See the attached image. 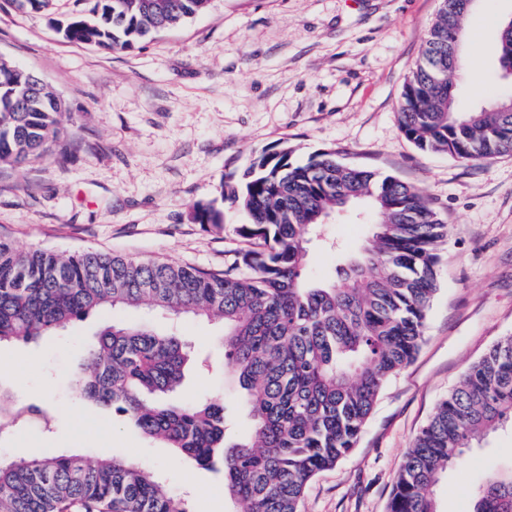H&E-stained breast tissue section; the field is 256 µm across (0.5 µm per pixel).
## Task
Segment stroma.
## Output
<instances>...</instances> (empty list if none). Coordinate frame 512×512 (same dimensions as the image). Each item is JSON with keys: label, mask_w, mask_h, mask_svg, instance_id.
I'll return each instance as SVG.
<instances>
[{"label": "stroma", "mask_w": 512, "mask_h": 512, "mask_svg": "<svg viewBox=\"0 0 512 512\" xmlns=\"http://www.w3.org/2000/svg\"><path fill=\"white\" fill-rule=\"evenodd\" d=\"M94 0H54L52 14L0 0V54L43 80L63 104L68 158L0 167V237L15 247L96 250L220 269L241 239L190 218L220 196L225 172L252 152L283 144L297 162L331 149L345 164L390 174L430 199L448 226L440 284L414 362L384 387L357 445L307 485L301 512H387L402 457L437 404L468 367L512 335V154L462 162L416 148L398 130L403 86L441 0H210L176 28L123 52L65 40L59 21ZM512 0H477L464 21L465 55L483 75L458 81L469 111L512 90L485 45ZM369 228L350 213L310 245L308 272L331 276L342 249ZM174 331L196 352L183 394L223 395L234 431H248L235 382L224 373L217 321L171 319L143 309L98 310L37 343L0 347V387L47 404L49 423L0 434V458L44 449L95 458L119 455L153 467L193 512H228L222 472L205 470L128 429L119 416L80 398L71 384L86 345L112 322ZM512 467V428L466 451L436 486L439 512H470L471 487Z\"/></svg>", "instance_id": "obj_1"}]
</instances>
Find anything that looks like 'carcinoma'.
I'll use <instances>...</instances> for the list:
<instances>
[{"mask_svg": "<svg viewBox=\"0 0 512 512\" xmlns=\"http://www.w3.org/2000/svg\"><path fill=\"white\" fill-rule=\"evenodd\" d=\"M442 0L405 83L400 133L418 149L464 162L512 153V93L462 111L455 74L468 11ZM208 0H95L92 17L61 28L76 43L132 49L204 10ZM512 20L500 21L493 53L512 78ZM0 77V165L22 169L61 145V101L16 110ZM288 146L253 154L228 172L221 201L248 222L246 247L211 270L87 250H19L0 238V344L35 341L91 312L144 308L223 325L224 372L238 384L250 433L231 438L220 395L181 398L190 346L147 324L114 323L88 344L75 378L80 395L130 428L206 470L223 469L229 512H299L308 483L355 448L385 384L414 360L438 291L448 225L424 196L323 151L300 164ZM374 213L366 244L342 256L337 277L312 280L307 244L350 206ZM191 219L225 229L224 208L196 202ZM512 424V336L473 363L415 436L395 475L388 512H438L442 472L473 443ZM472 512H512V468L471 491ZM0 512H192L152 469L114 455L88 460L55 448L0 460Z\"/></svg>", "mask_w": 512, "mask_h": 512, "instance_id": "cac0c4a2", "label": "carcinoma"}]
</instances>
